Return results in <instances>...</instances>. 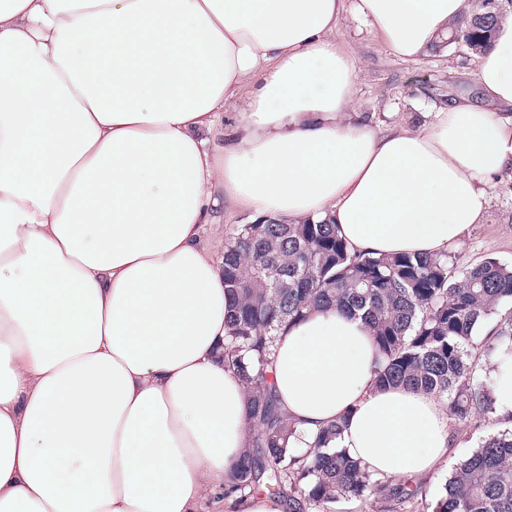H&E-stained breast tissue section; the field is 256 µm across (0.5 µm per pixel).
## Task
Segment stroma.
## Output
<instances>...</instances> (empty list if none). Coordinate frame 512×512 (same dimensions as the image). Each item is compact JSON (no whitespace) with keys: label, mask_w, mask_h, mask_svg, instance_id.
Wrapping results in <instances>:
<instances>
[{"label":"stroma","mask_w":512,"mask_h":512,"mask_svg":"<svg viewBox=\"0 0 512 512\" xmlns=\"http://www.w3.org/2000/svg\"><path fill=\"white\" fill-rule=\"evenodd\" d=\"M337 37L356 61V110L363 123L381 128L419 126L426 123L428 113L447 107L449 100L482 101L475 93L476 60L462 49L452 46L435 56L405 59L348 12L339 21ZM485 191L482 221L469 228L450 254L461 265L486 257L512 265V180H489ZM499 429L496 422L465 428L454 439L447 459L417 478L423 495L413 500L410 512H428L454 465Z\"/></svg>","instance_id":"obj_1"}]
</instances>
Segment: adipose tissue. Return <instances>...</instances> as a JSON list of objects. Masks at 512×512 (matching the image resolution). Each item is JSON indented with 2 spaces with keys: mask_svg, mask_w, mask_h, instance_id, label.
Listing matches in <instances>:
<instances>
[{
  "mask_svg": "<svg viewBox=\"0 0 512 512\" xmlns=\"http://www.w3.org/2000/svg\"><path fill=\"white\" fill-rule=\"evenodd\" d=\"M405 58L472 0H357ZM345 0H0V512H284L225 496L252 393L224 365L225 211L331 219L354 249L440 255L512 177V14L479 56L485 102L379 131L355 122ZM239 105L224 135V105ZM360 318L282 327L289 421L347 417L336 447L420 476L444 404L378 388Z\"/></svg>",
  "mask_w": 512,
  "mask_h": 512,
  "instance_id": "ef3b65f1",
  "label": "adipose tissue"
}]
</instances>
